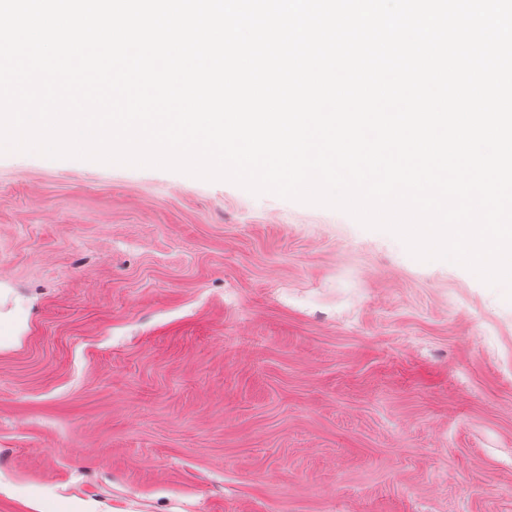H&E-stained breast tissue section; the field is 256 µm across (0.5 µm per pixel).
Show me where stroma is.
Segmentation results:
<instances>
[{
  "label": "stroma",
  "instance_id": "stroma-1",
  "mask_svg": "<svg viewBox=\"0 0 512 512\" xmlns=\"http://www.w3.org/2000/svg\"><path fill=\"white\" fill-rule=\"evenodd\" d=\"M512 512V300L318 205L0 154V512Z\"/></svg>",
  "mask_w": 512,
  "mask_h": 512
}]
</instances>
